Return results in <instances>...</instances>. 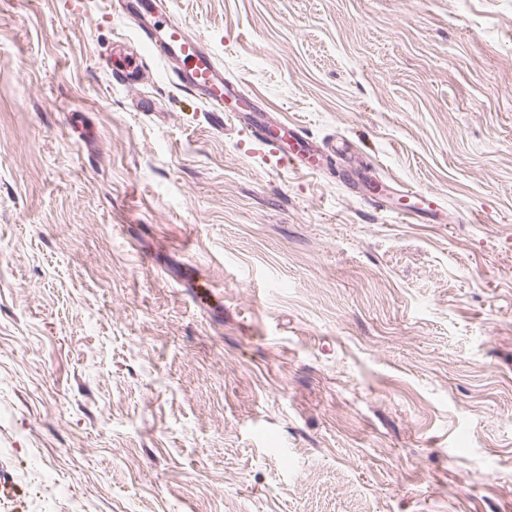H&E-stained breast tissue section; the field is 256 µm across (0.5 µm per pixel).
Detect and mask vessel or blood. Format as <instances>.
I'll return each instance as SVG.
<instances>
[{"label":"vessel or blood","mask_w":512,"mask_h":512,"mask_svg":"<svg viewBox=\"0 0 512 512\" xmlns=\"http://www.w3.org/2000/svg\"><path fill=\"white\" fill-rule=\"evenodd\" d=\"M113 11L131 18L138 32L134 47L119 44L112 67L114 80L133 81L151 57L161 63L176 78L178 86L203 100L216 118H223L224 103L234 100L241 109L234 118L245 125L252 137L269 147L279 162L303 171H321L327 160L326 148L311 139L304 128L271 120L266 112L247 97L240 84L227 81L204 41L191 34L187 26L164 17L159 0H114ZM407 205L400 217L411 222L436 220L442 206L432 192L417 189L405 191Z\"/></svg>","instance_id":"vessel-or-blood-1"}]
</instances>
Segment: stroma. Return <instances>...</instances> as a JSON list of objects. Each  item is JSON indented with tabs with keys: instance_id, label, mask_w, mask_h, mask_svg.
Segmentation results:
<instances>
[{
	"instance_id": "stroma-1",
	"label": "stroma",
	"mask_w": 512,
	"mask_h": 512,
	"mask_svg": "<svg viewBox=\"0 0 512 512\" xmlns=\"http://www.w3.org/2000/svg\"><path fill=\"white\" fill-rule=\"evenodd\" d=\"M166 3L349 156L113 82L109 0H0V512H512V0ZM403 193L402 197L408 199V203L405 208L396 211L400 217L415 223L425 219L435 221L442 213L441 203L434 193L421 189Z\"/></svg>"
}]
</instances>
